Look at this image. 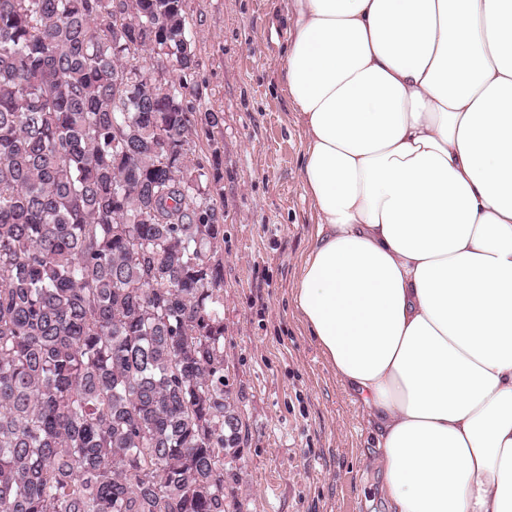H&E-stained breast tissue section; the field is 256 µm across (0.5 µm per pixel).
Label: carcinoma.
I'll use <instances>...</instances> for the list:
<instances>
[{
    "mask_svg": "<svg viewBox=\"0 0 512 512\" xmlns=\"http://www.w3.org/2000/svg\"><path fill=\"white\" fill-rule=\"evenodd\" d=\"M194 66L184 0H0V512H238Z\"/></svg>",
    "mask_w": 512,
    "mask_h": 512,
    "instance_id": "cac0c4a2",
    "label": "carcinoma"
}]
</instances>
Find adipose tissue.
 Returning a JSON list of instances; mask_svg holds the SVG:
<instances>
[{
	"instance_id": "ef3b65f1",
	"label": "adipose tissue",
	"mask_w": 512,
	"mask_h": 512,
	"mask_svg": "<svg viewBox=\"0 0 512 512\" xmlns=\"http://www.w3.org/2000/svg\"><path fill=\"white\" fill-rule=\"evenodd\" d=\"M300 323L389 512H512V0H290Z\"/></svg>"
}]
</instances>
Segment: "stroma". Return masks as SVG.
Wrapping results in <instances>:
<instances>
[{
  "mask_svg": "<svg viewBox=\"0 0 512 512\" xmlns=\"http://www.w3.org/2000/svg\"><path fill=\"white\" fill-rule=\"evenodd\" d=\"M186 97L214 112L194 161L218 166L224 210V383L242 442L224 469L240 512H387L365 410L294 314L316 214L304 135L281 91L287 0H185Z\"/></svg>",
  "mask_w": 512,
  "mask_h": 512,
  "instance_id": "stroma-1",
  "label": "stroma"
}]
</instances>
